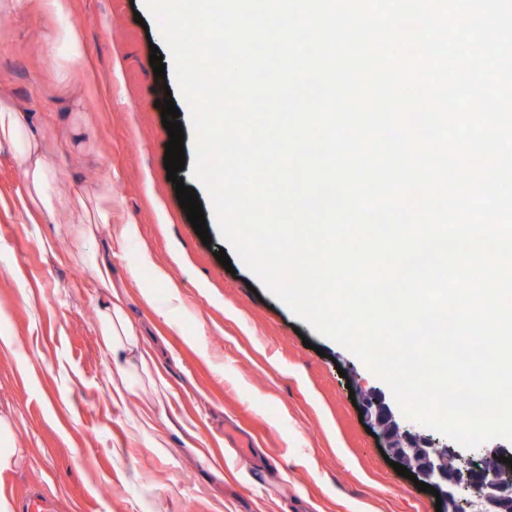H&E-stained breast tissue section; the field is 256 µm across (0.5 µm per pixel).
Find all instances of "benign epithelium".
<instances>
[{"label":"benign epithelium","instance_id":"obj_1","mask_svg":"<svg viewBox=\"0 0 512 512\" xmlns=\"http://www.w3.org/2000/svg\"><path fill=\"white\" fill-rule=\"evenodd\" d=\"M367 411L374 414L395 458L440 489L448 500V512H512V474L486 469L484 462L492 458L487 449L461 455L448 442L379 404L369 402Z\"/></svg>","mask_w":512,"mask_h":512}]
</instances>
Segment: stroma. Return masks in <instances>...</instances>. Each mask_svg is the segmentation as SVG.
<instances>
[{
    "label": "stroma",
    "mask_w": 512,
    "mask_h": 512,
    "mask_svg": "<svg viewBox=\"0 0 512 512\" xmlns=\"http://www.w3.org/2000/svg\"><path fill=\"white\" fill-rule=\"evenodd\" d=\"M40 2L0 16V103L20 107L50 150L57 198L111 196L93 247L112 278L81 260L72 216L25 223L24 169L1 148L0 411L22 461L0 475V497L38 488L59 512H436L364 414L372 397L398 411L388 385L254 294L238 256L223 267L210 197L185 169L211 244L188 221L163 161L158 103L175 80L150 65L168 51L145 0H69L89 81L61 76L48 39L59 20ZM129 223L136 234L117 238ZM114 292L155 360L120 397L96 326Z\"/></svg>",
    "instance_id": "obj_1"
}]
</instances>
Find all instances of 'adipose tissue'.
<instances>
[{
  "label": "adipose tissue",
  "mask_w": 512,
  "mask_h": 512,
  "mask_svg": "<svg viewBox=\"0 0 512 512\" xmlns=\"http://www.w3.org/2000/svg\"><path fill=\"white\" fill-rule=\"evenodd\" d=\"M42 4L47 12L63 20L62 25L53 31L52 39L66 47L67 52L59 60L58 66L62 70H69L84 58L80 32L76 26L66 21L69 0H42ZM2 146L15 151L24 169L26 189L20 196L22 202L48 217L57 211L75 212L81 226V237L87 242L95 238L100 225L111 223V199L95 202L80 195L69 201H55V170L50 155L35 137L28 134L17 108L7 105H0V147ZM98 326L112 360L118 366L117 376L109 380L114 390L125 387L129 369L150 372L151 362L139 348L135 328L124 314L120 298H111L100 305Z\"/></svg>",
  "instance_id": "adipose-tissue-1"
}]
</instances>
